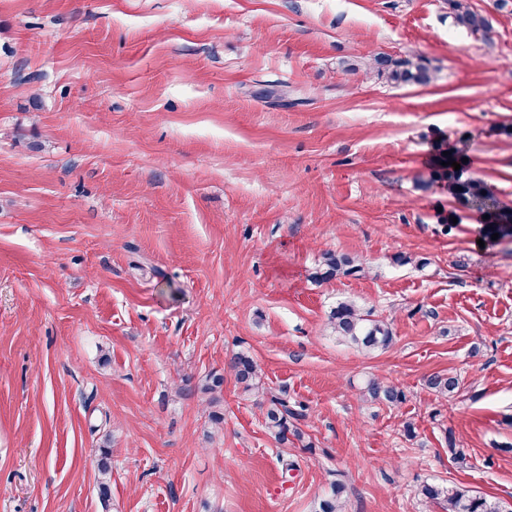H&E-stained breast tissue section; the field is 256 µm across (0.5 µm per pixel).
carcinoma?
<instances>
[{
	"instance_id": "carcinoma-1",
	"label": "carcinoma",
	"mask_w": 512,
	"mask_h": 512,
	"mask_svg": "<svg viewBox=\"0 0 512 512\" xmlns=\"http://www.w3.org/2000/svg\"><path fill=\"white\" fill-rule=\"evenodd\" d=\"M449 14L454 22L473 33L486 28L485 18L474 11L467 0H447ZM364 71L378 79L392 84L426 85L432 80L428 64L421 57L394 59L388 55H380L363 63ZM441 178L448 179V190L459 199L482 197V185L462 174L448 172V167H441L438 173ZM363 271L355 258L347 254L327 252L311 273V279L317 282H328L340 275H349ZM327 327L340 341L354 345L366 352L385 350L393 342L391 324L373 316L350 300L337 302L328 315ZM228 368L234 374L236 381L243 385L245 391L251 393L256 404L263 409L264 423L268 433L280 445L288 443L289 437L297 440L303 434L291 419L297 413L289 408L288 400L280 397H267V389L261 380V368L254 359L244 352L234 354L228 360ZM427 386L441 397L452 398L463 388L464 382L454 373L436 374L428 378ZM362 394L370 401L398 407L406 401L404 390L384 377L368 378L362 388ZM98 489L102 500L110 495L109 476L110 449H101L98 462ZM345 488L339 483L330 486V490L320 498L318 512H344ZM419 495L427 503H443L446 512H512V505L489 498L470 490L450 485L448 487L424 483L419 489Z\"/></svg>"
}]
</instances>
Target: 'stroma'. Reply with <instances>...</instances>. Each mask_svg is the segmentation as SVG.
Returning <instances> with one entry per match:
<instances>
[{"label": "stroma", "instance_id": "stroma-1", "mask_svg": "<svg viewBox=\"0 0 512 512\" xmlns=\"http://www.w3.org/2000/svg\"><path fill=\"white\" fill-rule=\"evenodd\" d=\"M469 2L484 32L445 0H0V512L512 504V232L485 221L512 210V0ZM379 54L434 78L344 68ZM447 156L486 196L449 193ZM326 251L363 271L313 282ZM344 299L387 350L330 334ZM241 351L302 439L266 433ZM448 3L449 14L452 15L454 22L467 28L473 33H478L486 28L485 18L474 11L467 0H446ZM367 74L392 84L426 85L432 80L428 64L421 57L394 59L380 55L363 63ZM427 386L441 397L453 398L462 390L464 382L457 374L448 372L431 376ZM361 392L367 400L388 407H398L406 400L404 390L384 377H369ZM345 488L342 484L334 483L330 490L325 492L318 502L317 512H344ZM419 495L426 503L442 502L448 512H511L512 505L489 498L482 494L458 487H448L424 483Z\"/></svg>", "mask_w": 512, "mask_h": 512}]
</instances>
